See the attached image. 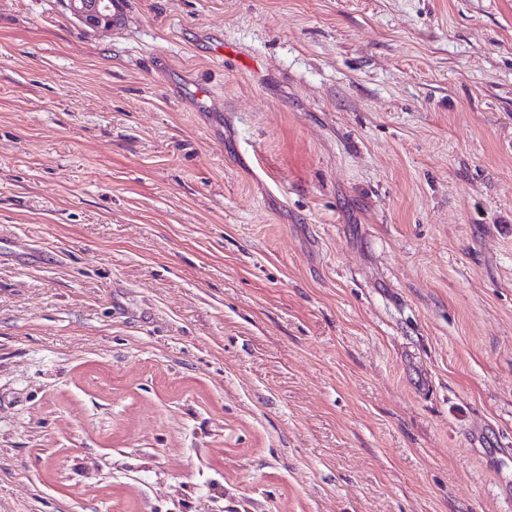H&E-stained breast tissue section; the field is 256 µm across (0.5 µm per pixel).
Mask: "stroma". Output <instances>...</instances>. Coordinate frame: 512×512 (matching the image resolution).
<instances>
[{
  "label": "stroma",
  "instance_id": "obj_1",
  "mask_svg": "<svg viewBox=\"0 0 512 512\" xmlns=\"http://www.w3.org/2000/svg\"><path fill=\"white\" fill-rule=\"evenodd\" d=\"M0 242V512H512V0H0ZM66 10L81 24L92 28L121 25L122 1L115 0H60Z\"/></svg>",
  "mask_w": 512,
  "mask_h": 512
}]
</instances>
